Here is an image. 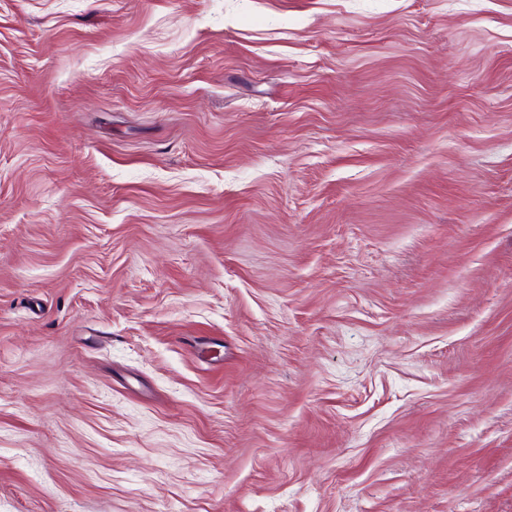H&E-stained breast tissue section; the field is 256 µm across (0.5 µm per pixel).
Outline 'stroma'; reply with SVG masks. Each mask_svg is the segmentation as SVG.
I'll use <instances>...</instances> for the list:
<instances>
[{
	"label": "stroma",
	"instance_id": "35a3bbf8",
	"mask_svg": "<svg viewBox=\"0 0 512 512\" xmlns=\"http://www.w3.org/2000/svg\"><path fill=\"white\" fill-rule=\"evenodd\" d=\"M0 512H512V0H0Z\"/></svg>",
	"mask_w": 512,
	"mask_h": 512
}]
</instances>
